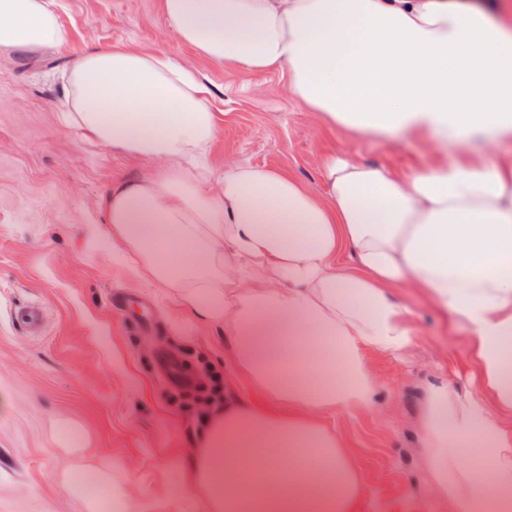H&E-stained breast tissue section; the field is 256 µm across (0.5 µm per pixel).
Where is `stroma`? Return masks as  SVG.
I'll return each instance as SVG.
<instances>
[{
	"mask_svg": "<svg viewBox=\"0 0 512 512\" xmlns=\"http://www.w3.org/2000/svg\"><path fill=\"white\" fill-rule=\"evenodd\" d=\"M66 43L0 60V512H88L58 482L66 455L105 472L97 512L120 494L123 512H205L190 489L195 440L212 394L175 388L161 355L189 373L224 370L221 329L193 320L172 288L146 287L113 253L102 199L152 163L90 145L59 120L56 77L81 52L108 46L168 54L198 71L222 121L209 164L265 166L322 189L320 159L352 152L406 173L413 142L357 140L326 126L287 92L284 73H252L198 55L169 28L162 0H57ZM416 332L401 358L364 360L377 388L370 410L337 416L362 475L358 512H441L420 463L418 381L434 375L474 389L468 336L408 290ZM44 309V331L22 333L17 305Z\"/></svg>",
	"mask_w": 512,
	"mask_h": 512,
	"instance_id": "35a3bbf8",
	"label": "stroma"
}]
</instances>
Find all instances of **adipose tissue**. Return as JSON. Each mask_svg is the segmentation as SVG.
Wrapping results in <instances>:
<instances>
[{
	"label": "adipose tissue",
	"mask_w": 512,
	"mask_h": 512,
	"mask_svg": "<svg viewBox=\"0 0 512 512\" xmlns=\"http://www.w3.org/2000/svg\"><path fill=\"white\" fill-rule=\"evenodd\" d=\"M200 55L288 74V93L359 139H410L408 173L326 154L316 195L243 162L208 168L219 127L197 72L161 52L80 54L60 120L156 164L102 201L112 243L153 288L223 326L224 405L192 485L208 512H356L361 475L327 418L365 410V350L415 342L412 289L466 330L476 390L419 385L421 461L443 512L512 502V23L478 0H163ZM67 40L55 0H0V56ZM246 373L256 394L232 387Z\"/></svg>",
	"instance_id": "obj_1"
}]
</instances>
